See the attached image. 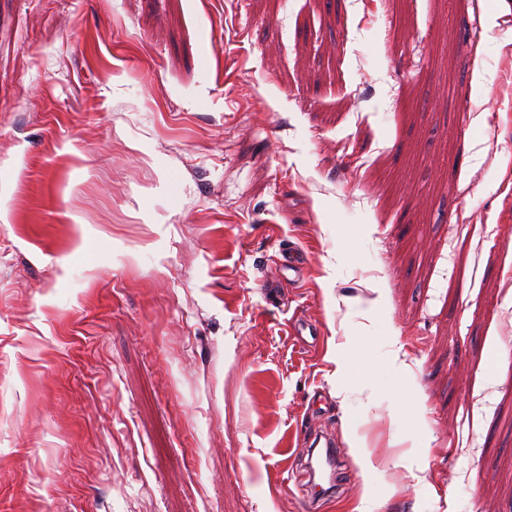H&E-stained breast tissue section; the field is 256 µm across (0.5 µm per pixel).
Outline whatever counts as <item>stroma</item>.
Instances as JSON below:
<instances>
[{"instance_id": "35a3bbf8", "label": "stroma", "mask_w": 512, "mask_h": 512, "mask_svg": "<svg viewBox=\"0 0 512 512\" xmlns=\"http://www.w3.org/2000/svg\"><path fill=\"white\" fill-rule=\"evenodd\" d=\"M307 432L512 512V0H0V512H305ZM288 334L289 336H294L298 342L308 344L309 342L304 336H309L313 341H315L317 336H320L321 332L318 325L310 318H295L292 316L288 322Z\"/></svg>"}]
</instances>
